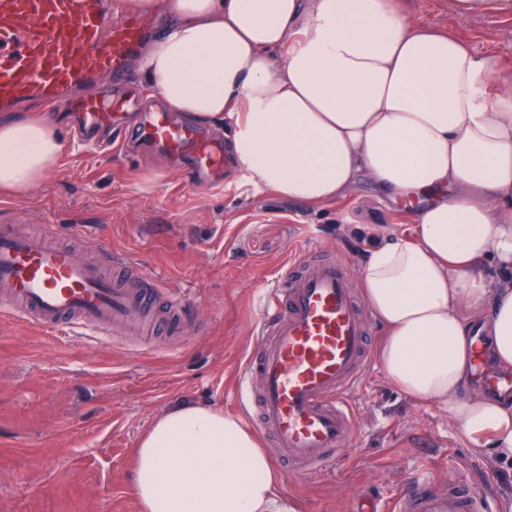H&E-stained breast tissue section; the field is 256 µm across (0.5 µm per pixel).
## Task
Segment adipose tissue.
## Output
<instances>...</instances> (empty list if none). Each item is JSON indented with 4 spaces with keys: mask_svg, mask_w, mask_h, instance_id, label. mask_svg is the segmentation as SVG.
<instances>
[{
    "mask_svg": "<svg viewBox=\"0 0 512 512\" xmlns=\"http://www.w3.org/2000/svg\"><path fill=\"white\" fill-rule=\"evenodd\" d=\"M401 0H125L172 21L138 58L174 112L229 124L239 186L320 204L365 174L434 193L416 237H373L360 268L386 329V380L447 412L483 452L512 457V396L468 380L473 325L512 370V62L413 23ZM63 150L37 112L0 117V189L32 193ZM140 512H297L257 433L236 415L181 405L134 450Z\"/></svg>",
    "mask_w": 512,
    "mask_h": 512,
    "instance_id": "obj_1",
    "label": "adipose tissue"
}]
</instances>
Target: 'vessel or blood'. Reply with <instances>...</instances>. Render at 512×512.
<instances>
[{"instance_id": "b4317fda", "label": "vessel or blood", "mask_w": 512, "mask_h": 512, "mask_svg": "<svg viewBox=\"0 0 512 512\" xmlns=\"http://www.w3.org/2000/svg\"><path fill=\"white\" fill-rule=\"evenodd\" d=\"M151 18L113 24L107 0H0V112L39 102L53 108L79 86L124 77ZM86 128L121 122L131 140L163 145L188 161L191 174L224 166V150L192 123L146 112L128 122L132 102L83 97ZM81 260L51 227L29 231L0 212V312L45 329H101L154 322L174 326L184 304H165L163 285L128 257L101 251ZM261 341L249 352L242 380L248 417L279 450V462L303 474L321 471L349 440V400L369 362V324L347 269L333 259L304 265L295 258L277 274L263 306ZM392 512H490L486 497L452 479L447 488L415 482Z\"/></svg>"}]
</instances>
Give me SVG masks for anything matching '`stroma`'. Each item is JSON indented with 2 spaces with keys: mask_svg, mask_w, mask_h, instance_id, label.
Returning <instances> with one entry per match:
<instances>
[{
  "mask_svg": "<svg viewBox=\"0 0 512 512\" xmlns=\"http://www.w3.org/2000/svg\"><path fill=\"white\" fill-rule=\"evenodd\" d=\"M403 7L413 22L512 61V15L464 18L454 0ZM72 117L53 118L65 145L43 183L25 198L1 193L0 207L32 229L56 226L81 259L104 243L136 260L186 303L187 319L164 347L133 332L0 316V512H138L132 451L156 416L185 403L239 413L237 375L279 267L314 246L359 283L367 239L415 236L411 211L432 200L361 177L345 197L310 205L237 188L229 165L194 189L162 147L141 143L129 156L70 143ZM350 400L349 450L323 473L283 474L300 512H353L366 499L385 507L416 479L444 488L452 477L512 512V458L473 452L447 415L394 388L380 365Z\"/></svg>",
  "mask_w": 512,
  "mask_h": 512,
  "instance_id": "obj_1",
  "label": "stroma"
}]
</instances>
